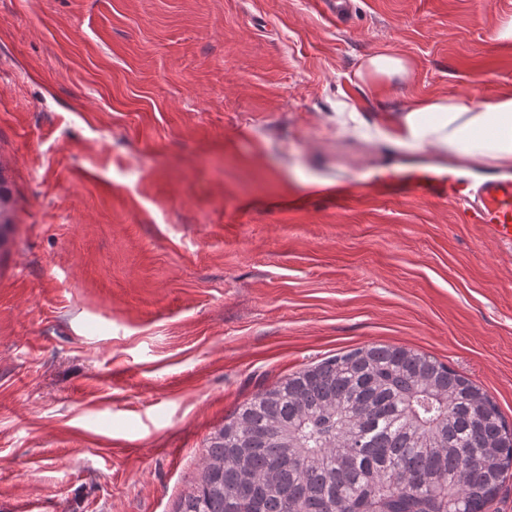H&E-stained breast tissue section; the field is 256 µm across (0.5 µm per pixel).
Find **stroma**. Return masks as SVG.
<instances>
[{"instance_id":"obj_1","label":"stroma","mask_w":512,"mask_h":512,"mask_svg":"<svg viewBox=\"0 0 512 512\" xmlns=\"http://www.w3.org/2000/svg\"><path fill=\"white\" fill-rule=\"evenodd\" d=\"M512 0H0V512H176L257 390L379 343L512 422V246L336 192L425 97L512 89ZM377 52L402 80L363 82ZM409 68L406 59L395 53H375L365 60L359 76L367 80L403 79L408 76ZM11 195L7 180L0 172V249L7 242L8 234L11 231L14 220L10 206Z\"/></svg>"}]
</instances>
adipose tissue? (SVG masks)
<instances>
[{
	"label": "adipose tissue",
	"mask_w": 512,
	"mask_h": 512,
	"mask_svg": "<svg viewBox=\"0 0 512 512\" xmlns=\"http://www.w3.org/2000/svg\"><path fill=\"white\" fill-rule=\"evenodd\" d=\"M381 138L470 162L512 166V90L477 102L462 94L416 100L389 116Z\"/></svg>",
	"instance_id": "1"
}]
</instances>
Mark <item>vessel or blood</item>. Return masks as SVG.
I'll return each mask as SVG.
<instances>
[{"label": "vessel or blood", "instance_id": "b4317fda", "mask_svg": "<svg viewBox=\"0 0 512 512\" xmlns=\"http://www.w3.org/2000/svg\"><path fill=\"white\" fill-rule=\"evenodd\" d=\"M362 186L374 194L416 190L452 206L460 223L483 225L500 242L512 244V178L487 179L473 193L447 167L405 165L372 169Z\"/></svg>", "mask_w": 512, "mask_h": 512}]
</instances>
